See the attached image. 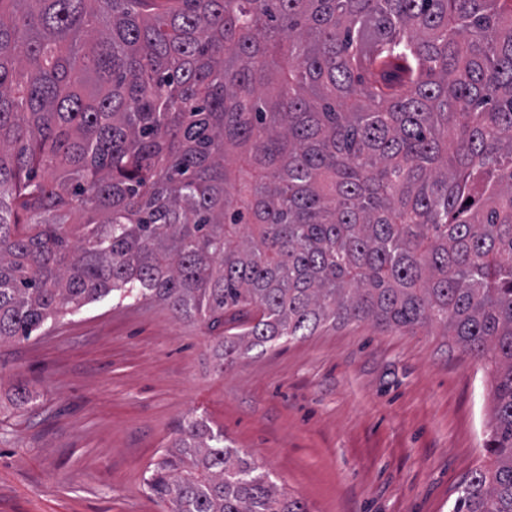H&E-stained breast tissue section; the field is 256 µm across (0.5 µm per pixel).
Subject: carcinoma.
Wrapping results in <instances>:
<instances>
[{"mask_svg": "<svg viewBox=\"0 0 512 512\" xmlns=\"http://www.w3.org/2000/svg\"><path fill=\"white\" fill-rule=\"evenodd\" d=\"M472 203H467V200ZM108 297L241 345L442 327L512 512V0H0V342ZM170 512H309L184 419Z\"/></svg>", "mask_w": 512, "mask_h": 512, "instance_id": "obj_1", "label": "carcinoma"}]
</instances>
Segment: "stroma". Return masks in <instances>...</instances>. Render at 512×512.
I'll return each instance as SVG.
<instances>
[{
    "mask_svg": "<svg viewBox=\"0 0 512 512\" xmlns=\"http://www.w3.org/2000/svg\"><path fill=\"white\" fill-rule=\"evenodd\" d=\"M149 300L0 345V512H169L144 482L189 415L309 512H452L483 461L490 370L441 328L328 327L240 348Z\"/></svg>",
    "mask_w": 512,
    "mask_h": 512,
    "instance_id": "stroma-1",
    "label": "stroma"
}]
</instances>
